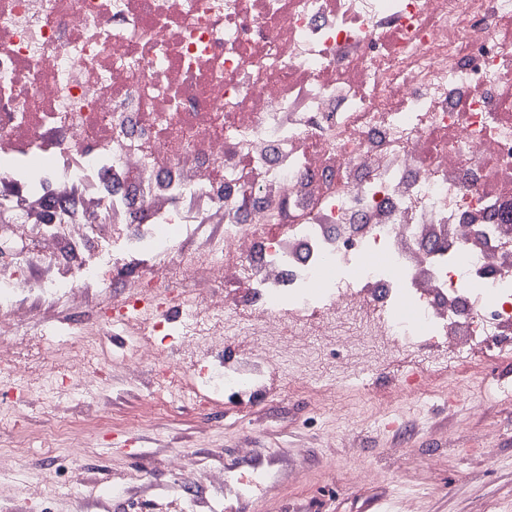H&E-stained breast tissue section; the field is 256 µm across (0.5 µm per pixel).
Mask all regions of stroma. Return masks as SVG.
I'll use <instances>...</instances> for the list:
<instances>
[{"label": "stroma", "instance_id": "obj_1", "mask_svg": "<svg viewBox=\"0 0 512 512\" xmlns=\"http://www.w3.org/2000/svg\"><path fill=\"white\" fill-rule=\"evenodd\" d=\"M356 340L329 344L327 391L266 368L264 399L239 407L223 400L204 412L193 402L162 412L156 426L136 431L139 457L125 438L100 430L86 437L83 458L57 439L24 464L4 495L10 512H175L169 458L177 453L216 469L254 451L270 472L263 496L225 501L199 487L204 512H512V358L481 355L429 369L424 399L397 397L401 364L356 376ZM157 387L150 374L108 376L101 400L113 423L140 413ZM400 427L384 432L387 415ZM252 464H240L249 473ZM52 479L43 488V479ZM115 486L116 498L104 496Z\"/></svg>", "mask_w": 512, "mask_h": 512}]
</instances>
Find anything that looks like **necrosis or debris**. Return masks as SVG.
<instances>
[{
  "instance_id": "obj_1",
  "label": "necrosis or debris",
  "mask_w": 512,
  "mask_h": 512,
  "mask_svg": "<svg viewBox=\"0 0 512 512\" xmlns=\"http://www.w3.org/2000/svg\"><path fill=\"white\" fill-rule=\"evenodd\" d=\"M187 196L225 214L199 256L177 249L200 230ZM508 197L512 0H0V415L27 417L40 370L70 394L51 430L79 458L112 423V369L206 409L260 395L273 360L324 377L342 332L356 371L389 351L420 395L429 364L512 340ZM129 325L150 333L110 349ZM168 466L178 512L225 484Z\"/></svg>"
}]
</instances>
